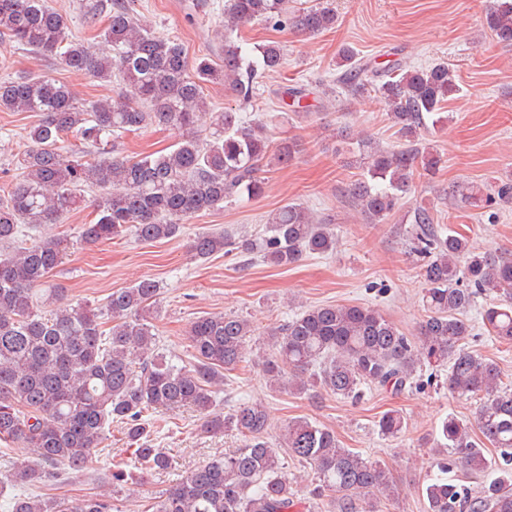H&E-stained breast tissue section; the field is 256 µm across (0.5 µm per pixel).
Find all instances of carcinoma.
<instances>
[{"label":"carcinoma","mask_w":512,"mask_h":512,"mask_svg":"<svg viewBox=\"0 0 512 512\" xmlns=\"http://www.w3.org/2000/svg\"><path fill=\"white\" fill-rule=\"evenodd\" d=\"M94 23L88 39L70 31L68 16L46 0H0V47L9 43L35 56L50 54L59 64L102 82H117L110 97L81 100L69 85L45 74L0 79V111L34 112L30 145L17 161L21 174L0 185V442L30 448L39 465L13 471L0 485L23 487L92 460L106 432L119 427L131 458L145 473L171 467L161 448L151 447V415L159 410L194 408L208 433L234 432L241 445L208 461L174 483L149 512H299L301 501L288 480V467L265 440L266 409L250 402L228 413L215 409L224 372L246 359L254 335L249 320L201 316L185 331L195 363L179 366L155 352L158 281L143 277L110 295L101 307L65 301L59 290L40 294L63 263L71 239L41 235L45 224H66L88 191H96L90 220L77 240L95 246L133 236L142 242L173 239L196 213L224 207L226 200H250L264 189V165L293 161L290 142L269 152L267 125L241 121L234 109L209 110L203 84H220L239 102L254 98L256 80L284 65L274 42L245 48L241 29L262 22L275 29L293 26L311 36L336 22L330 4L295 14L288 0H224V66L206 60L190 65L184 48L161 38L121 0L87 4ZM484 26L499 42L512 45V0H493ZM338 82L357 98L375 92L402 140L385 147L359 137L352 151L363 169L348 189L371 224H385L415 179L436 173L441 158L419 142L418 132L442 125L444 105L459 92L444 62L426 68L369 69L354 49L338 56ZM177 132L167 152L124 156L120 139L148 126ZM76 138L89 148L77 156ZM452 195L474 207L493 209L512 199V182L484 191L460 182ZM411 251L421 258L422 303L427 315L411 339L378 310L359 305H319L295 314L269 333L262 361L270 384L293 394L320 387L344 399L366 389L394 394L414 384L422 362L448 364V389L460 396L484 395L476 438L468 424L450 416L441 425L444 447L474 473L492 466L485 444L501 451L504 465L477 492L437 478L426 485V512H512V392L502 387L497 364L466 351L469 335L463 313L480 295L499 303L487 307L483 322L490 335L512 341V258L476 252L469 240L435 226L423 206L414 209L408 231ZM331 224L298 203L267 215L263 233L238 242L277 267L336 248ZM232 245L222 231L196 234L190 251L207 259ZM403 417L390 411L379 433L395 437ZM286 456L311 468V498L327 512H383L396 486L382 465L340 446L335 432L308 419L288 422L282 439ZM112 493L70 501L66 498H13L11 512H113Z\"/></svg>","instance_id":"obj_1"}]
</instances>
